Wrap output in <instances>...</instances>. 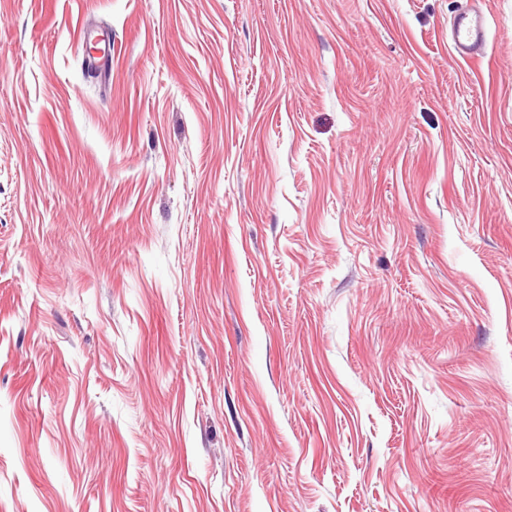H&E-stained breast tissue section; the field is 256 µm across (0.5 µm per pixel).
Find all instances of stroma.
<instances>
[{"label": "stroma", "instance_id": "35a3bbf8", "mask_svg": "<svg viewBox=\"0 0 512 512\" xmlns=\"http://www.w3.org/2000/svg\"><path fill=\"white\" fill-rule=\"evenodd\" d=\"M0 512H512V0H0ZM451 41L457 56L470 60L483 52L488 41V20L477 10L459 11L451 23Z\"/></svg>", "mask_w": 512, "mask_h": 512}]
</instances>
